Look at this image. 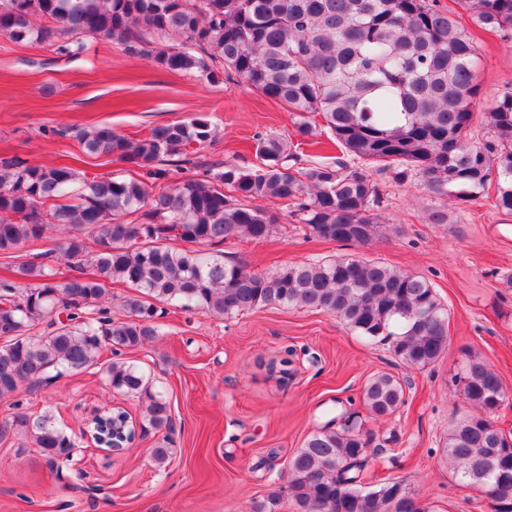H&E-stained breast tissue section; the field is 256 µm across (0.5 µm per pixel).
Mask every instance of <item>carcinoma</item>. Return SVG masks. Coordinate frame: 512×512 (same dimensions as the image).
I'll use <instances>...</instances> for the list:
<instances>
[{
	"mask_svg": "<svg viewBox=\"0 0 512 512\" xmlns=\"http://www.w3.org/2000/svg\"><path fill=\"white\" fill-rule=\"evenodd\" d=\"M454 3L443 12L428 0H0V33L16 42L56 40L65 51L71 36H102L163 69L213 82L221 73L235 77L298 113L303 137L316 131L309 114L319 115L341 151L331 163L300 167L285 140L261 137L257 166L226 161L171 180L162 163L185 162L192 147L212 139L208 120L194 117L141 139L109 126L79 132L84 153L135 167L128 178L0 157V254L47 239L56 227L73 230L0 281V400L24 384L79 374L106 347L116 353L151 342L154 321L172 303L219 317L268 305L324 310L367 340L389 341L404 366L434 365L448 346V313L425 278L353 257L258 273L204 247L276 231L278 215L245 205L250 199L292 208L312 237L368 245L380 228L382 195L371 164L399 186L420 178L434 197L460 206L493 182V206L512 215V84L484 113L486 139L473 142L478 58L459 21L463 12L511 43L512 0ZM35 17L48 24L34 26ZM159 38L174 44L159 47ZM56 254L78 274L61 278ZM114 282L136 292L123 304V321L102 306ZM106 372L112 388L145 403L150 427L171 430L170 403L136 366L113 361ZM459 382L475 414L449 433L448 463L459 483L481 489L492 512H512V444L492 419L505 402L502 380L471 358ZM362 400L371 418L391 416L404 388L376 374ZM126 417L121 409L95 417L93 436L111 445L114 433L129 432ZM4 428L26 435L51 464L69 461L75 448L46 413L18 410ZM384 442L395 438L377 437L354 413L309 435L288 462L293 512H434L403 480L366 482L369 449Z\"/></svg>",
	"mask_w": 512,
	"mask_h": 512,
	"instance_id": "1",
	"label": "carcinoma"
}]
</instances>
